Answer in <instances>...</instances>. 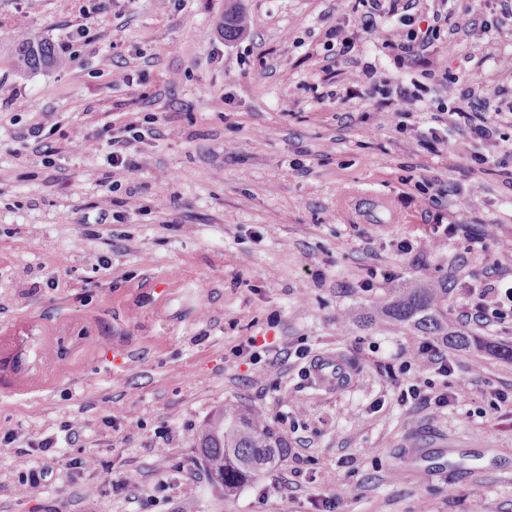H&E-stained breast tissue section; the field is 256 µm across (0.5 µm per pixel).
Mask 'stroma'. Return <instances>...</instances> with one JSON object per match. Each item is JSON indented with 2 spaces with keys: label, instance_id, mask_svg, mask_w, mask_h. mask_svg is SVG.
I'll return each instance as SVG.
<instances>
[{
  "label": "stroma",
  "instance_id": "1",
  "mask_svg": "<svg viewBox=\"0 0 512 512\" xmlns=\"http://www.w3.org/2000/svg\"><path fill=\"white\" fill-rule=\"evenodd\" d=\"M471 5L420 0L439 38L411 68L394 17L369 33L342 0H0V512H512V322L461 317L486 271L512 283V124L480 143L450 117L465 82L512 110V15L482 0V38L449 34ZM22 32L63 67L20 68ZM411 82L384 121L373 84ZM115 118L143 130L130 172L105 162ZM425 278L476 341L445 374L408 326L357 322ZM325 351L337 393L309 377ZM230 401L288 454L227 496L199 437ZM413 361L417 367H432L441 373H448L450 363L448 358L444 356L432 343H425L418 347L413 353Z\"/></svg>",
  "mask_w": 512,
  "mask_h": 512
}]
</instances>
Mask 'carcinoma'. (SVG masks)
Wrapping results in <instances>:
<instances>
[{
    "label": "carcinoma",
    "instance_id": "cac0c4a2",
    "mask_svg": "<svg viewBox=\"0 0 512 512\" xmlns=\"http://www.w3.org/2000/svg\"><path fill=\"white\" fill-rule=\"evenodd\" d=\"M243 17L237 7L224 12V38L238 37ZM17 63L29 71L61 66L64 60L55 55L47 42H34L26 35L17 37ZM449 288L446 283H416L398 289L395 295L376 302L359 316L369 327L382 316L407 324L421 336L460 349L474 344L471 336L448 326L445 307ZM202 465L213 482L231 495L259 472L273 464L288 450L287 443L267 424L261 411L238 404H227L202 432L199 440Z\"/></svg>",
    "mask_w": 512,
    "mask_h": 512
}]
</instances>
